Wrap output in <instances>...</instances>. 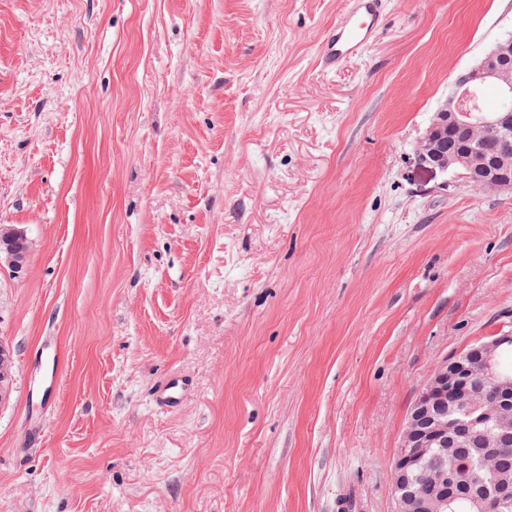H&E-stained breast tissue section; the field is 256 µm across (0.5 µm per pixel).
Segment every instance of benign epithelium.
Segmentation results:
<instances>
[{"label":"benign epithelium","mask_w":512,"mask_h":512,"mask_svg":"<svg viewBox=\"0 0 512 512\" xmlns=\"http://www.w3.org/2000/svg\"><path fill=\"white\" fill-rule=\"evenodd\" d=\"M494 84L512 95V36H504L470 69L457 74L448 97L420 137V163L434 171H454L463 179L473 169L487 177L489 187L512 192V144L492 138L483 151L450 153L448 133L491 138L512 125L511 112H487L476 103V92ZM31 248L27 230L0 224V268L19 275ZM512 349V330L500 331L446 357L431 369L412 405L401 443L392 464L394 512H453L457 496L448 493L454 483L475 484L481 493L467 495L471 512H509L512 499L494 489L507 479V468L490 465L501 448L512 446V371L501 358ZM12 353L0 341V404L13 391ZM463 431L479 448L488 449L474 470L453 466L459 444L453 435ZM430 491H415L416 484Z\"/></svg>","instance_id":"1"}]
</instances>
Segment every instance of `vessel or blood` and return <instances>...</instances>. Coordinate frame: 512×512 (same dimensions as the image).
<instances>
[{
  "label": "vessel or blood",
  "mask_w": 512,
  "mask_h": 512,
  "mask_svg": "<svg viewBox=\"0 0 512 512\" xmlns=\"http://www.w3.org/2000/svg\"><path fill=\"white\" fill-rule=\"evenodd\" d=\"M385 0H350L346 12L331 26L322 41L319 65L322 71H336L359 55L380 29Z\"/></svg>",
  "instance_id": "vessel-or-blood-1"
}]
</instances>
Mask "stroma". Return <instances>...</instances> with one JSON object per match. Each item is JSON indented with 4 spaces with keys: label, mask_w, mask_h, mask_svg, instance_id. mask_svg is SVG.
<instances>
[{
    "label": "stroma",
    "mask_w": 512,
    "mask_h": 512,
    "mask_svg": "<svg viewBox=\"0 0 512 512\" xmlns=\"http://www.w3.org/2000/svg\"><path fill=\"white\" fill-rule=\"evenodd\" d=\"M0 0V512H393L431 368L512 329V193L418 162L512 0ZM178 377L180 405L155 401ZM385 0H350L346 12L324 36L319 53L323 72L336 71L359 55L380 29ZM26 243L25 249L17 244ZM31 248L27 230L16 224H0V268H8L12 274L19 275L26 267ZM12 362L9 346L0 341V404L8 401L13 391Z\"/></svg>",
    "instance_id": "stroma-1"
}]
</instances>
